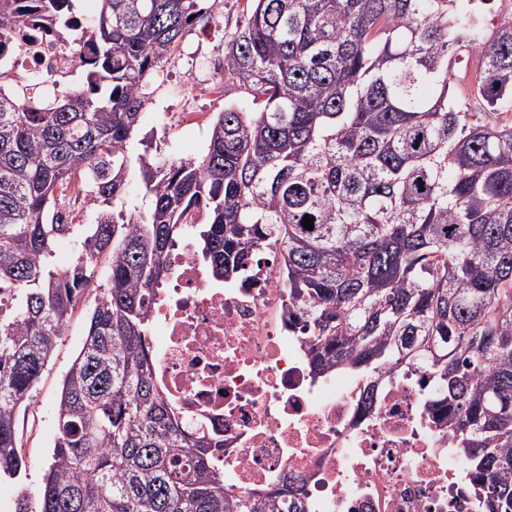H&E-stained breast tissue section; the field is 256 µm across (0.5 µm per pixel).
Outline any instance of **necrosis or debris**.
<instances>
[{
	"label": "necrosis or debris",
	"instance_id": "necrosis-or-debris-1",
	"mask_svg": "<svg viewBox=\"0 0 512 512\" xmlns=\"http://www.w3.org/2000/svg\"><path fill=\"white\" fill-rule=\"evenodd\" d=\"M26 21L0 30V59L15 73L74 76L87 53L64 33L86 28L71 10L65 27L38 0H19ZM166 285L152 308L155 382L188 431L219 443L210 459L232 496L299 479L306 512H480L459 449L444 434L447 410L424 404L428 372L397 366L373 398L348 371L316 376L288 326L278 253L245 263L241 279L214 284L193 241L166 258Z\"/></svg>",
	"mask_w": 512,
	"mask_h": 512
}]
</instances>
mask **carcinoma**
Here are the masks:
<instances>
[{"label": "carcinoma", "instance_id": "obj_1", "mask_svg": "<svg viewBox=\"0 0 512 512\" xmlns=\"http://www.w3.org/2000/svg\"><path fill=\"white\" fill-rule=\"evenodd\" d=\"M99 2L71 44H92L85 86L32 95L0 68V479L27 477L17 417L94 299L51 463L14 512H305L296 487L225 496L216 443L181 430L155 383L154 290L197 210L215 281L280 249L313 374L431 371L482 512H512V19L488 34L460 0H249L224 82L256 110L225 102L199 159L142 161L151 210L120 223L104 205L125 192L143 89L210 6ZM18 19L0 0V28ZM77 175L100 207L92 224L57 220ZM64 236L91 260L56 268Z\"/></svg>", "mask_w": 512, "mask_h": 512}]
</instances>
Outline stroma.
I'll use <instances>...</instances> for the list:
<instances>
[{
  "label": "stroma",
  "mask_w": 512,
  "mask_h": 512,
  "mask_svg": "<svg viewBox=\"0 0 512 512\" xmlns=\"http://www.w3.org/2000/svg\"><path fill=\"white\" fill-rule=\"evenodd\" d=\"M248 18L246 0H216L209 21L211 31L193 28L165 58L145 88L140 125L126 146L131 165L126 193L116 209L125 218L146 215L152 199L145 189L141 160L200 158L207 147V128L213 115L223 111L225 99L243 100V93H217L219 74L208 61L224 53ZM86 311H77L37 386L35 404L20 418L23 451L28 461L29 486H37L51 459L55 433V406L63 374L78 354L85 337Z\"/></svg>",
  "instance_id": "35a3bbf8"
}]
</instances>
